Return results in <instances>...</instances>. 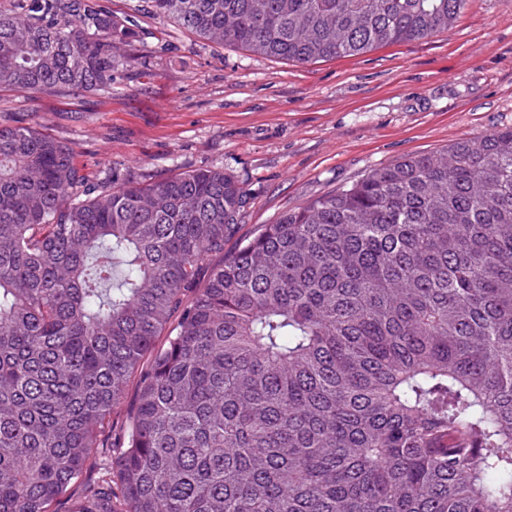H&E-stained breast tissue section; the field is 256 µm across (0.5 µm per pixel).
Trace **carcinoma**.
I'll return each mask as SVG.
<instances>
[{"label": "carcinoma", "mask_w": 512, "mask_h": 512, "mask_svg": "<svg viewBox=\"0 0 512 512\" xmlns=\"http://www.w3.org/2000/svg\"><path fill=\"white\" fill-rule=\"evenodd\" d=\"M464 5L147 2L297 63L427 39ZM136 38L100 0H17L0 87L109 91ZM243 202L219 169L90 186L70 144L0 126V512L77 488L72 512H512V129L375 168L226 254Z\"/></svg>", "instance_id": "cac0c4a2"}]
</instances>
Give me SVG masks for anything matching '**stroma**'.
Segmentation results:
<instances>
[{
	"label": "stroma",
	"instance_id": "1",
	"mask_svg": "<svg viewBox=\"0 0 512 512\" xmlns=\"http://www.w3.org/2000/svg\"><path fill=\"white\" fill-rule=\"evenodd\" d=\"M137 60L100 94L0 90V125L71 143L91 182L212 168L246 190L233 251L257 225L404 157L512 128V0H466L451 30L299 64L196 39L143 8Z\"/></svg>",
	"mask_w": 512,
	"mask_h": 512
}]
</instances>
